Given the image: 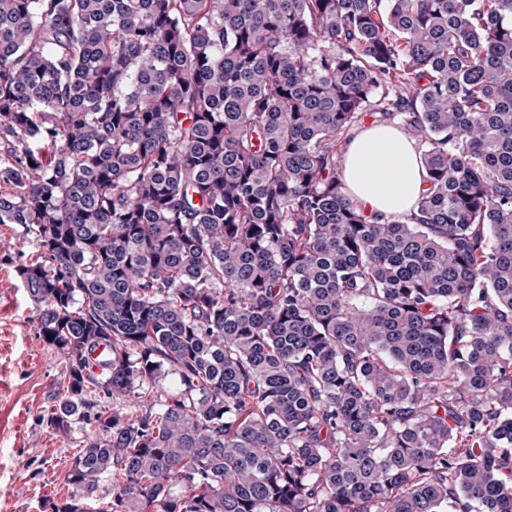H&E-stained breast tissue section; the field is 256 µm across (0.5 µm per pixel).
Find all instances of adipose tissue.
<instances>
[{"label": "adipose tissue", "instance_id": "obj_1", "mask_svg": "<svg viewBox=\"0 0 512 512\" xmlns=\"http://www.w3.org/2000/svg\"><path fill=\"white\" fill-rule=\"evenodd\" d=\"M346 194L367 212L389 218L416 211L423 167L412 142L392 128H373L343 146Z\"/></svg>", "mask_w": 512, "mask_h": 512}]
</instances>
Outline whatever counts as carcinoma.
Segmentation results:
<instances>
[{
  "label": "carcinoma",
  "instance_id": "1",
  "mask_svg": "<svg viewBox=\"0 0 512 512\" xmlns=\"http://www.w3.org/2000/svg\"><path fill=\"white\" fill-rule=\"evenodd\" d=\"M0 224L89 427L50 512H512V0H0ZM398 130L402 134L393 128L368 129L343 145L348 198L385 218L416 212L424 187L416 141Z\"/></svg>",
  "mask_w": 512,
  "mask_h": 512
}]
</instances>
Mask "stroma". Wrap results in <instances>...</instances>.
Listing matches in <instances>:
<instances>
[{
    "instance_id": "stroma-1",
    "label": "stroma",
    "mask_w": 512,
    "mask_h": 512,
    "mask_svg": "<svg viewBox=\"0 0 512 512\" xmlns=\"http://www.w3.org/2000/svg\"><path fill=\"white\" fill-rule=\"evenodd\" d=\"M22 229L0 224V512H43L67 496L64 476L85 425L69 434L45 418L60 401L63 379L56 353L35 335L36 312L15 267L33 255Z\"/></svg>"
}]
</instances>
